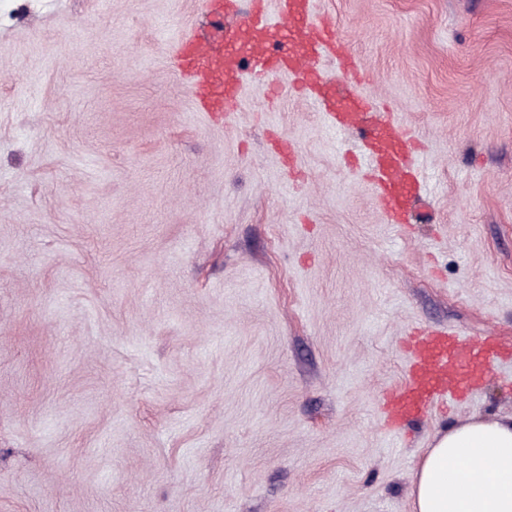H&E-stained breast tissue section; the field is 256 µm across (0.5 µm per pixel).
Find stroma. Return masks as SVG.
Wrapping results in <instances>:
<instances>
[{"instance_id":"35a3bbf8","label":"stroma","mask_w":512,"mask_h":512,"mask_svg":"<svg viewBox=\"0 0 512 512\" xmlns=\"http://www.w3.org/2000/svg\"><path fill=\"white\" fill-rule=\"evenodd\" d=\"M412 135L409 223L290 80L198 112L201 0H0V512H410L421 326L512 337V0H318Z\"/></svg>"}]
</instances>
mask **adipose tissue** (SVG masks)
I'll return each mask as SVG.
<instances>
[{
	"mask_svg": "<svg viewBox=\"0 0 512 512\" xmlns=\"http://www.w3.org/2000/svg\"><path fill=\"white\" fill-rule=\"evenodd\" d=\"M412 512H512V422L473 420L437 435L414 474Z\"/></svg>",
	"mask_w": 512,
	"mask_h": 512,
	"instance_id": "adipose-tissue-1",
	"label": "adipose tissue"
}]
</instances>
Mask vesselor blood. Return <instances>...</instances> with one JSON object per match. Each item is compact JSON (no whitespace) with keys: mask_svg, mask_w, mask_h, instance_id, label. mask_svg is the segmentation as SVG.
Masks as SVG:
<instances>
[{"mask_svg":"<svg viewBox=\"0 0 512 512\" xmlns=\"http://www.w3.org/2000/svg\"><path fill=\"white\" fill-rule=\"evenodd\" d=\"M201 7L207 28L179 35L173 54L197 109L210 116L238 111L243 73L292 77L330 125L356 131L385 216L407 223L422 190L413 141L360 93L364 68L346 52L334 25L317 16L316 0H253L246 10L240 0H201ZM327 54L336 58L331 76L319 67ZM511 353L512 342L501 338L477 341L451 329L412 331L405 377L386 393L383 412L391 426L413 422L434 405L470 392Z\"/></svg>","mask_w":512,"mask_h":512,"instance_id":"obj_1","label":"vessel or blood"}]
</instances>
